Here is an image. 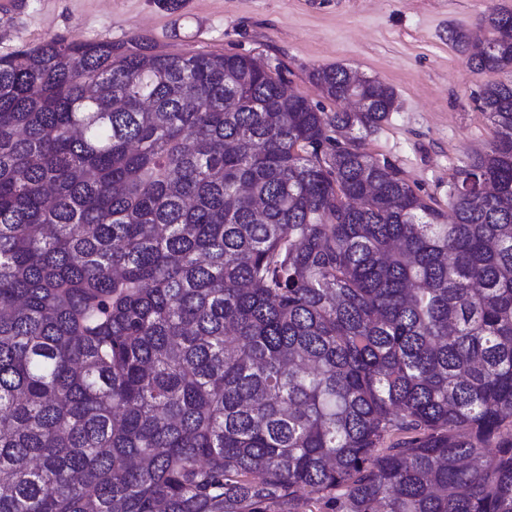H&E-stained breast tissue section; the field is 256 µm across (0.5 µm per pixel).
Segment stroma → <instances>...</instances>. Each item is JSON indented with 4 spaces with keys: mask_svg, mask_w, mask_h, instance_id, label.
Instances as JSON below:
<instances>
[{
    "mask_svg": "<svg viewBox=\"0 0 512 512\" xmlns=\"http://www.w3.org/2000/svg\"><path fill=\"white\" fill-rule=\"evenodd\" d=\"M512 0H0V56L64 36L84 42L147 39L155 52L239 54L279 68L289 90L325 111L308 73L343 65L394 88L396 109L364 149L448 207L460 161L491 140L478 103L512 69L477 71L448 43L489 5Z\"/></svg>",
    "mask_w": 512,
    "mask_h": 512,
    "instance_id": "35a3bbf8",
    "label": "stroma"
}]
</instances>
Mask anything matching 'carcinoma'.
I'll use <instances>...</instances> for the list:
<instances>
[{
  "label": "carcinoma",
  "mask_w": 512,
  "mask_h": 512,
  "mask_svg": "<svg viewBox=\"0 0 512 512\" xmlns=\"http://www.w3.org/2000/svg\"><path fill=\"white\" fill-rule=\"evenodd\" d=\"M512 61V12L448 29ZM244 55L0 57V512H512V82L448 209Z\"/></svg>",
  "instance_id": "1"
}]
</instances>
